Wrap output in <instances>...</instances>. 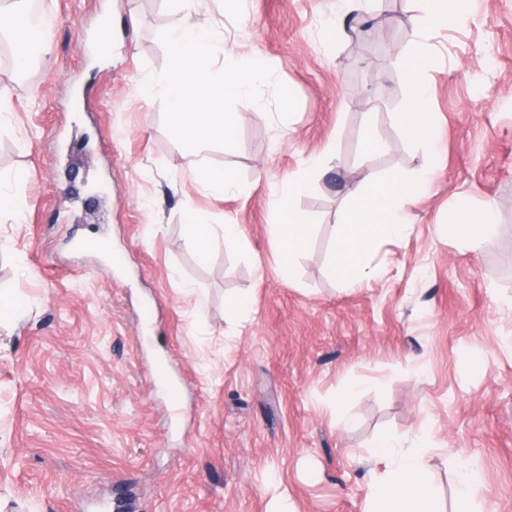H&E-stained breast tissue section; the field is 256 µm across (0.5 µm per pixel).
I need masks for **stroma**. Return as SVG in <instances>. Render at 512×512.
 Listing matches in <instances>:
<instances>
[{
	"label": "stroma",
	"mask_w": 512,
	"mask_h": 512,
	"mask_svg": "<svg viewBox=\"0 0 512 512\" xmlns=\"http://www.w3.org/2000/svg\"><path fill=\"white\" fill-rule=\"evenodd\" d=\"M48 53L0 68V512H365L379 436L426 431L445 497L462 466L483 512H512V0H470L425 26L420 0H196L233 54L268 63L297 99L280 118L238 102L237 145L189 150L147 94L160 75L165 0H39ZM346 31L329 27L336 14ZM368 21L387 54L367 55ZM429 68L411 75L418 49ZM434 145L401 123L416 88ZM386 144L364 151L365 132ZM333 149L331 170L307 160ZM235 187L204 192L199 162ZM429 171L407 233L380 242L382 278L341 284L331 252L348 191ZM308 215L292 280L268 224L285 177ZM496 210L478 249L457 214ZM236 224L240 244L199 259L184 222ZM248 295L246 317L224 303Z\"/></svg>",
	"instance_id": "obj_1"
}]
</instances>
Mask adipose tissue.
<instances>
[{
	"label": "adipose tissue",
	"instance_id": "ef3b65f1",
	"mask_svg": "<svg viewBox=\"0 0 512 512\" xmlns=\"http://www.w3.org/2000/svg\"><path fill=\"white\" fill-rule=\"evenodd\" d=\"M0 31L11 34L19 63L47 52L44 39L31 35L27 11L16 0H0ZM424 186L421 180L384 181L369 172L350 191L349 197L356 205L346 215L332 255V268L347 287H359L380 275V268L371 265L369 257L381 240L396 239L407 232L408 226L400 213L405 202ZM301 187L298 178L283 181L284 206L277 223L268 227V236L280 255L281 273L288 279L294 273L292 259L307 245L310 235L306 216L292 204ZM185 230L189 243L202 259L207 258L216 241L232 245L241 238L239 225L202 224L193 217L186 222ZM431 453L429 439L423 433L406 447L398 446L392 437H380L370 454L385 461L386 469L368 485L366 512H445L441 490L427 463Z\"/></svg>",
	"mask_w": 512,
	"mask_h": 512
}]
</instances>
